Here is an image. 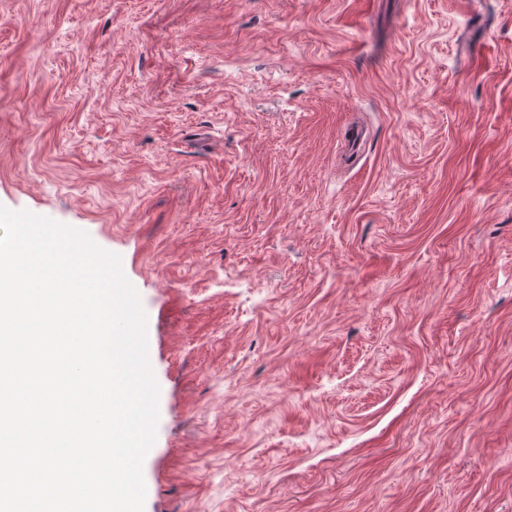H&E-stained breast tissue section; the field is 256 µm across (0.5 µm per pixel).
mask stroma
Wrapping results in <instances>:
<instances>
[{"label": "stroma", "mask_w": 512, "mask_h": 512, "mask_svg": "<svg viewBox=\"0 0 512 512\" xmlns=\"http://www.w3.org/2000/svg\"><path fill=\"white\" fill-rule=\"evenodd\" d=\"M0 205L140 296L145 512H512V0H0Z\"/></svg>", "instance_id": "35a3bbf8"}]
</instances>
